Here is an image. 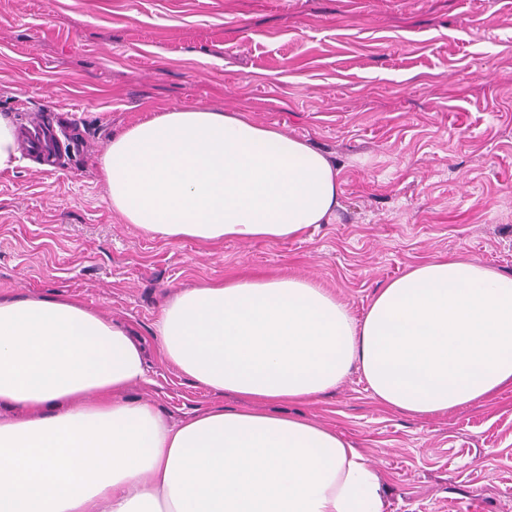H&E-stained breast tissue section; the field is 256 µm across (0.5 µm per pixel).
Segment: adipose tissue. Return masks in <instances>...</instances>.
I'll return each instance as SVG.
<instances>
[{"instance_id": "1", "label": "adipose tissue", "mask_w": 512, "mask_h": 512, "mask_svg": "<svg viewBox=\"0 0 512 512\" xmlns=\"http://www.w3.org/2000/svg\"><path fill=\"white\" fill-rule=\"evenodd\" d=\"M113 212L147 236L208 249L283 242L331 220L339 170L245 111L159 107L99 158ZM198 386L253 402L171 422L129 327L63 297L0 298V512H384L381 479L335 430L267 411L314 403L358 369L382 406L418 417L512 388V274L427 261L362 317L295 276L176 292L154 331Z\"/></svg>"}]
</instances>
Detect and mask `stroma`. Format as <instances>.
<instances>
[{"mask_svg": "<svg viewBox=\"0 0 512 512\" xmlns=\"http://www.w3.org/2000/svg\"><path fill=\"white\" fill-rule=\"evenodd\" d=\"M244 110L340 170L330 223L301 239L142 235L112 211L98 160L151 107ZM62 128L58 168L0 175V297L72 296L128 324L179 422L247 401L164 362L153 324L178 289L291 274L363 316L410 267L463 257L512 273V0H0V113ZM275 412L336 429L376 465L384 512H512V389L427 417L387 409L359 371Z\"/></svg>", "mask_w": 512, "mask_h": 512, "instance_id": "stroma-1", "label": "stroma"}]
</instances>
